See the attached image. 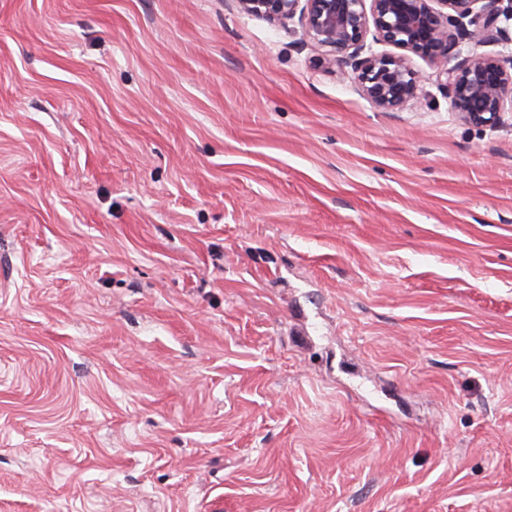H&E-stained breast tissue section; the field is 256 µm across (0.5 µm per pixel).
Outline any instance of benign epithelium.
I'll use <instances>...</instances> for the list:
<instances>
[{
	"label": "benign epithelium",
	"instance_id": "7a95c632",
	"mask_svg": "<svg viewBox=\"0 0 512 512\" xmlns=\"http://www.w3.org/2000/svg\"><path fill=\"white\" fill-rule=\"evenodd\" d=\"M271 25H298L318 62L353 83L382 112L421 99L417 57L436 69L439 89L475 124L512 112V0H234ZM392 46L396 53L374 46Z\"/></svg>",
	"mask_w": 512,
	"mask_h": 512
}]
</instances>
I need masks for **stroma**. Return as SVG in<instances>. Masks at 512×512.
<instances>
[{"instance_id":"stroma-1","label":"stroma","mask_w":512,"mask_h":512,"mask_svg":"<svg viewBox=\"0 0 512 512\" xmlns=\"http://www.w3.org/2000/svg\"><path fill=\"white\" fill-rule=\"evenodd\" d=\"M315 55L0 0V512H512V114Z\"/></svg>"}]
</instances>
